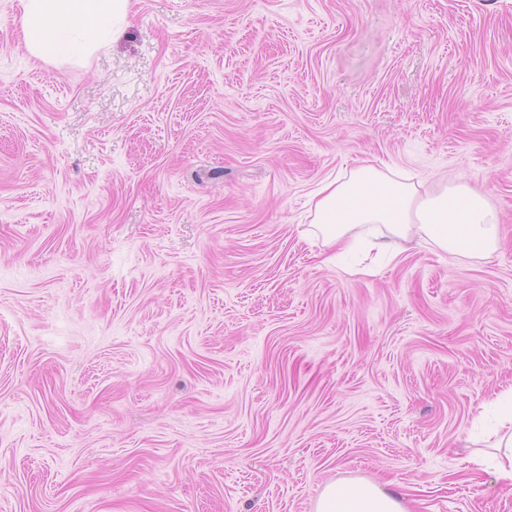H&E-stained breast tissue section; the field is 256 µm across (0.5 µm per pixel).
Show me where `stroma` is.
Returning <instances> with one entry per match:
<instances>
[{"label":"stroma","instance_id":"stroma-1","mask_svg":"<svg viewBox=\"0 0 512 512\" xmlns=\"http://www.w3.org/2000/svg\"><path fill=\"white\" fill-rule=\"evenodd\" d=\"M0 0V512H512V0H130L79 64ZM461 174L500 244L323 266L362 161ZM497 413V423L493 432L494 440L490 448H495L492 455L477 453L473 460L479 467L487 464L489 457L500 480L512 486V387L498 393L490 403ZM313 511L410 512L403 495L364 478L326 484L316 499Z\"/></svg>","mask_w":512,"mask_h":512}]
</instances>
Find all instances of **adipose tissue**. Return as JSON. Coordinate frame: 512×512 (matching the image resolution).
I'll return each mask as SVG.
<instances>
[{"instance_id":"adipose-tissue-1","label":"adipose tissue","mask_w":512,"mask_h":512,"mask_svg":"<svg viewBox=\"0 0 512 512\" xmlns=\"http://www.w3.org/2000/svg\"><path fill=\"white\" fill-rule=\"evenodd\" d=\"M130 0H20L22 34L29 53L48 63H79L111 41L129 13ZM308 203L328 254L336 264L352 247L353 231L365 224L385 228L388 238L374 249L392 252L396 241L429 242L449 251L487 258L497 246L494 216L464 182L454 180L440 192L424 190L412 177H393L362 163L322 180ZM497 413L491 460L500 480L512 485V388L491 401ZM313 512H408L403 495L364 479L324 486Z\"/></svg>"}]
</instances>
